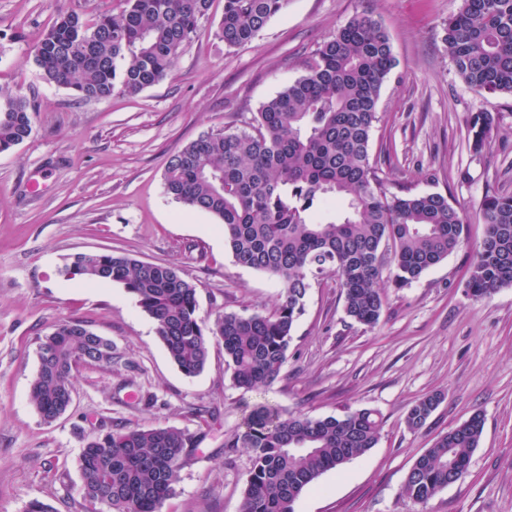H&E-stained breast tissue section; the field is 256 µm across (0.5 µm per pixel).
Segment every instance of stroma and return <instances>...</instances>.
Returning <instances> with one entry per match:
<instances>
[{
    "mask_svg": "<svg viewBox=\"0 0 512 512\" xmlns=\"http://www.w3.org/2000/svg\"><path fill=\"white\" fill-rule=\"evenodd\" d=\"M110 0H0V85L35 106L32 133L0 153V512H111L85 496L84 438L174 426L193 438L163 512H241L251 454L226 442L259 406L312 418L377 411L381 438L324 473L295 512H512V286L483 300L465 292L480 204L512 195V95L479 94L458 77L444 24L462 0H288L249 44L219 36L224 0H212L168 76L129 96L84 101L46 84L33 49L56 12L91 15ZM387 32L396 65L378 101L371 158L390 192L440 193L464 211L469 245L411 286L382 279L372 328L344 312L335 276L310 281L288 360L268 386L242 389L224 348L187 376L168 358L153 319L120 284L67 278L77 253H126L179 267L198 286L197 316L272 310L281 288L234 265L215 217L163 189L168 159L205 133L250 130L260 106L305 75L318 48L354 16ZM478 112L497 117L481 156L467 136ZM80 320L112 342L118 364L81 366L65 414L45 422L30 400L39 345ZM442 402L418 431L405 417L421 397ZM481 443L464 479L419 504L408 473L438 437L473 414Z\"/></svg>",
    "mask_w": 512,
    "mask_h": 512,
    "instance_id": "35a3bbf8",
    "label": "stroma"
}]
</instances>
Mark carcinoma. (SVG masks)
I'll use <instances>...</instances> for the list:
<instances>
[{"label": "carcinoma", "instance_id": "1", "mask_svg": "<svg viewBox=\"0 0 512 512\" xmlns=\"http://www.w3.org/2000/svg\"><path fill=\"white\" fill-rule=\"evenodd\" d=\"M210 2L122 0L119 12L104 9L90 19L60 13L36 44L33 62L45 82L79 99L137 95L167 75ZM287 2L224 0V44L250 43ZM444 31L456 73L470 89L512 94V0H462ZM395 63L386 31L358 15L320 46L305 75L260 107L252 131L203 134L167 162L166 193L218 219L234 265L280 284L270 312L220 313L206 325L197 317L194 282L168 263L126 254L78 253L66 274L123 285L155 320L169 359L188 376L204 369L211 343L222 344L233 382L244 389L278 378L311 277L336 276L346 315L376 326L385 266L403 288L466 240L460 207L440 193L388 192L371 160L377 103ZM31 112L19 90L0 87V153L30 136ZM495 124L491 112L474 116L473 154L483 152ZM336 198L346 202L341 218L312 219L315 206ZM480 211L485 232L465 281L475 299L512 286V195L487 194ZM111 347V340L79 321L62 323L45 337L30 384V400L44 421H54L70 405L79 365L112 367ZM439 398L433 393L416 401L407 427L422 429ZM483 425L476 413L425 449L408 474L406 494L425 504L452 477L466 476ZM380 431L381 419L370 409L318 419L253 409L227 443L251 452L242 512H294L297 499L321 475L376 447ZM190 441L173 426L87 436L80 456L86 497L112 502L113 512H163Z\"/></svg>", "mask_w": 512, "mask_h": 512}]
</instances>
